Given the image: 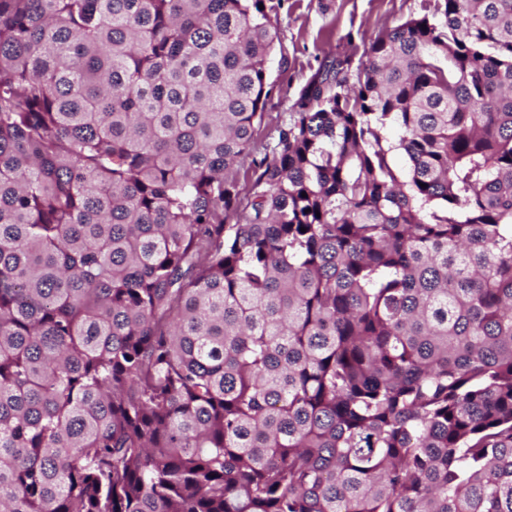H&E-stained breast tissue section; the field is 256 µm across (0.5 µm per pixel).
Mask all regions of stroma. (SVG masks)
I'll return each instance as SVG.
<instances>
[{
    "label": "stroma",
    "instance_id": "1",
    "mask_svg": "<svg viewBox=\"0 0 512 512\" xmlns=\"http://www.w3.org/2000/svg\"><path fill=\"white\" fill-rule=\"evenodd\" d=\"M429 0H282L271 14L278 38L268 62L274 91L265 118L254 134L256 154L277 138L299 90L319 69L336 58L348 60L356 74L367 59L371 41L382 31L424 15Z\"/></svg>",
    "mask_w": 512,
    "mask_h": 512
}]
</instances>
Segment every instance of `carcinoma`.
I'll use <instances>...</instances> for the list:
<instances>
[{
  "label": "carcinoma",
  "instance_id": "obj_1",
  "mask_svg": "<svg viewBox=\"0 0 512 512\" xmlns=\"http://www.w3.org/2000/svg\"><path fill=\"white\" fill-rule=\"evenodd\" d=\"M274 9L0 0V512H512V0ZM282 0L271 13L278 33L268 62L274 91L265 118L254 134L261 157L277 138V126L288 120L299 90L323 63L349 59L350 82L367 59L371 41L411 17L423 16L434 0Z\"/></svg>",
  "mask_w": 512,
  "mask_h": 512
}]
</instances>
